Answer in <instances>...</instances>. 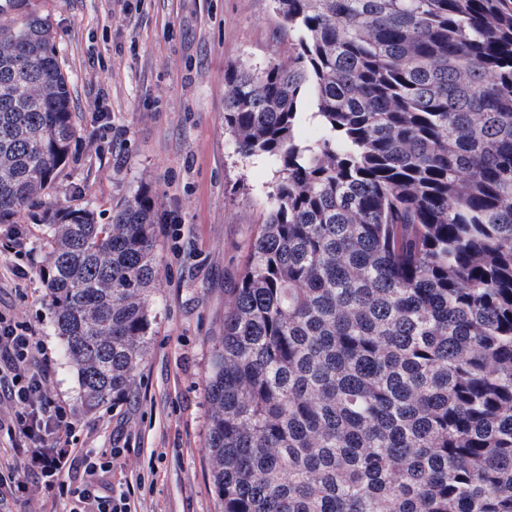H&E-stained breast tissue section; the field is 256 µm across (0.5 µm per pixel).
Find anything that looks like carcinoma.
I'll return each instance as SVG.
<instances>
[{
    "mask_svg": "<svg viewBox=\"0 0 512 512\" xmlns=\"http://www.w3.org/2000/svg\"><path fill=\"white\" fill-rule=\"evenodd\" d=\"M275 3L288 54L224 74V128L275 180L205 390L223 512H512V0ZM75 135L47 21L0 23V224ZM44 221L54 332L87 405L121 398L158 197Z\"/></svg>",
    "mask_w": 512,
    "mask_h": 512,
    "instance_id": "carcinoma-1",
    "label": "carcinoma"
}]
</instances>
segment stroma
<instances>
[{
  "mask_svg": "<svg viewBox=\"0 0 512 512\" xmlns=\"http://www.w3.org/2000/svg\"><path fill=\"white\" fill-rule=\"evenodd\" d=\"M27 13L53 30L77 128L43 207L88 206L106 224L117 204L150 187L163 216L161 278L146 303L148 350L119 403L84 401L39 274L46 227L29 208L0 224V313L35 328L75 447L119 446L111 481L135 483L137 512H222L206 448L212 340L274 179L224 128V73L283 57L288 36L273 0H0V16Z\"/></svg>",
  "mask_w": 512,
  "mask_h": 512,
  "instance_id": "stroma-1",
  "label": "stroma"
}]
</instances>
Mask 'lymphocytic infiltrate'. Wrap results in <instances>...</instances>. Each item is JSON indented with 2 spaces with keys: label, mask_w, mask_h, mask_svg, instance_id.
I'll use <instances>...</instances> for the list:
<instances>
[{
  "label": "lymphocytic infiltrate",
  "mask_w": 512,
  "mask_h": 512,
  "mask_svg": "<svg viewBox=\"0 0 512 512\" xmlns=\"http://www.w3.org/2000/svg\"><path fill=\"white\" fill-rule=\"evenodd\" d=\"M52 367L31 325L0 314V401L16 409L15 427L28 442L15 462L0 463V490L23 496L33 488L67 491L65 477L76 472L103 475L112 470L117 449L86 455L71 447V415L49 401ZM133 486L113 489L110 483L84 484L77 491V512H132Z\"/></svg>",
  "instance_id": "lymphocytic-infiltrate-1"
}]
</instances>
